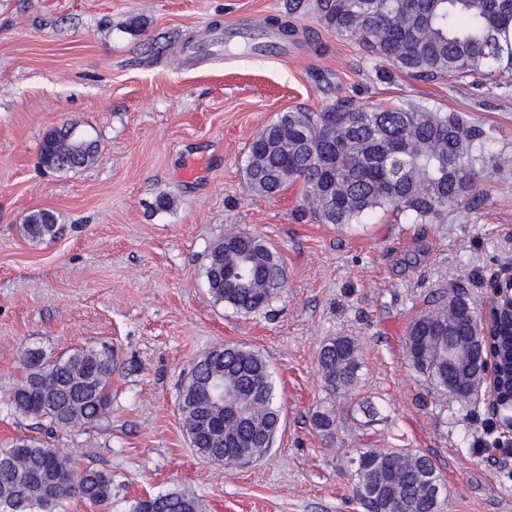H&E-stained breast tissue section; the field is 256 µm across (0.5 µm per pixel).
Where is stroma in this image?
<instances>
[{
	"label": "stroma",
	"instance_id": "stroma-1",
	"mask_svg": "<svg viewBox=\"0 0 512 512\" xmlns=\"http://www.w3.org/2000/svg\"><path fill=\"white\" fill-rule=\"evenodd\" d=\"M312 3L0 0V448L38 436L79 467L110 471L111 512L175 491L200 512H363L354 460L373 446L431 456L442 512H512V447H497L484 401L464 408L435 392L403 354L425 294L460 283L485 300L512 264V81L385 72L358 41L325 29ZM263 31L274 43L252 53ZM219 37L218 59L180 53ZM341 99L458 112L491 130L468 206L429 224L388 211L339 227L303 213L301 184L252 191L245 167L258 132L277 114ZM66 123L98 140L97 161L41 168L45 135ZM161 197L169 208H157ZM34 210L52 212L63 234L29 241L21 226ZM230 232L261 237L284 263L287 284L261 312L239 313L207 287L211 248ZM339 336L359 344L360 382L332 397L318 354ZM224 343L268 361L281 415L270 451L245 466L197 455L178 410L192 362ZM27 347L112 350L108 419L48 434L15 414ZM365 401L375 417L360 411ZM323 406L336 410L329 434L312 422Z\"/></svg>",
	"mask_w": 512,
	"mask_h": 512
}]
</instances>
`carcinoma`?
Segmentation results:
<instances>
[{
	"label": "carcinoma",
	"instance_id": "1",
	"mask_svg": "<svg viewBox=\"0 0 512 512\" xmlns=\"http://www.w3.org/2000/svg\"><path fill=\"white\" fill-rule=\"evenodd\" d=\"M323 26L341 39H356L381 62L416 81L449 74L494 80L512 75V0H314ZM487 133L456 113L421 107H363L340 100L320 112L281 113L249 147L246 175L258 193L273 196L296 182L321 224H356L372 214L406 212L427 223L459 210L480 178L476 151ZM399 152L391 153L392 144ZM96 140L77 139L61 129L48 132L39 157L42 167L61 172L95 162ZM24 231L33 241L61 233L54 215L30 213ZM247 268L244 279L225 272ZM284 266L278 252L261 238L233 233L214 246L205 270L213 297L240 313L269 307L279 294ZM425 308L407 327V362L438 393L457 387L456 398L481 378L479 357L487 347L496 364L504 397L512 395V295L498 294L495 329L477 344L472 358L448 365V337L469 350L481 303L464 285L424 298ZM24 376L11 395L14 411L70 428L100 420L111 404L116 368L110 351L76 348L57 358L40 348L22 353ZM319 372L330 394L357 386L361 368L354 339L327 342L318 356ZM237 392L239 418L222 417L209 395L211 379ZM269 365L257 352L237 344L217 346L197 360L179 391L178 409L186 430L197 429L194 448L204 459L240 464V455L259 456L269 448L267 433L280 421L273 404ZM315 426L330 432L332 410L313 414ZM73 456L49 448L37 437L20 436L0 448V512H58L79 498L105 509L112 504V474L82 469L75 488L68 475ZM356 496L365 512H441L435 495L442 478L435 462L417 451L365 448L356 458ZM132 512H199L198 500L168 492L138 499Z\"/></svg>",
	"mask_w": 512,
	"mask_h": 512
}]
</instances>
